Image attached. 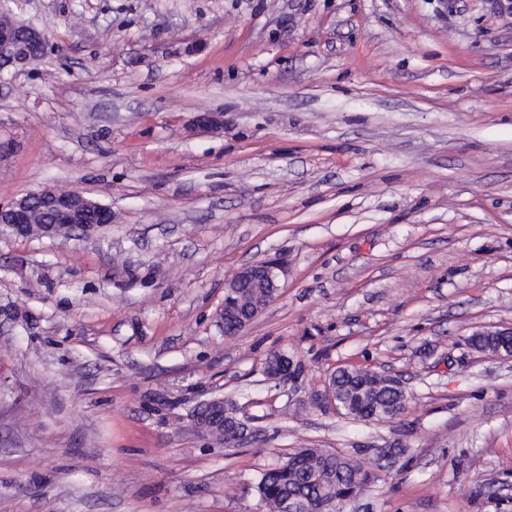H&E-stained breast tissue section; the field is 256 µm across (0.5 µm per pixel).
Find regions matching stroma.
Listing matches in <instances>:
<instances>
[{
  "label": "stroma",
  "mask_w": 512,
  "mask_h": 512,
  "mask_svg": "<svg viewBox=\"0 0 512 512\" xmlns=\"http://www.w3.org/2000/svg\"><path fill=\"white\" fill-rule=\"evenodd\" d=\"M13 12L47 47L0 83V206L51 186L112 222L0 235V512H258L299 448L372 470L341 512H512V359L466 342L512 327V0ZM265 260L278 297L225 335L226 279ZM341 366L405 411L321 404ZM219 398L259 438L199 432Z\"/></svg>",
  "instance_id": "obj_1"
}]
</instances>
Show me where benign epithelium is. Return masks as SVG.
I'll list each match as a JSON object with an SVG mask.
<instances>
[{
	"mask_svg": "<svg viewBox=\"0 0 512 512\" xmlns=\"http://www.w3.org/2000/svg\"><path fill=\"white\" fill-rule=\"evenodd\" d=\"M9 2L11 0H0V67L25 68L35 61L29 51L30 46L46 43V36L41 30L18 20L7 7ZM222 124L223 120L212 112H204L196 119L197 128L202 132L214 131ZM36 208L50 213L54 222L30 223L32 211ZM109 223L111 214L107 208L76 190L43 187L0 207V227L20 237L37 235L54 239L65 236L67 231L91 235ZM280 268L278 262L268 260L247 264L237 270L226 280L224 314L238 317L241 327L248 326L259 312L277 298ZM249 288H271L273 293L256 295L255 308L242 315L236 296L241 290ZM225 416L224 404L210 402L197 414V428L202 433L221 437L224 435Z\"/></svg>",
	"mask_w": 512,
	"mask_h": 512,
	"instance_id": "benign-epithelium-1",
	"label": "benign epithelium"
}]
</instances>
